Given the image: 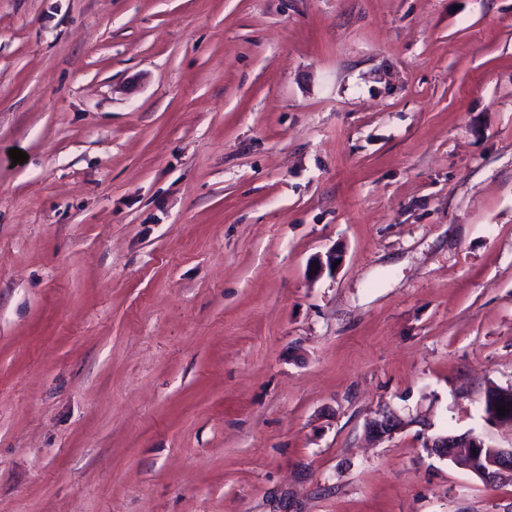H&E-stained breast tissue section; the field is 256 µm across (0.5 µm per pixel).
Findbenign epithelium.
Instances as JSON below:
<instances>
[{
	"label": "benign epithelium",
	"instance_id": "7a95c632",
	"mask_svg": "<svg viewBox=\"0 0 512 512\" xmlns=\"http://www.w3.org/2000/svg\"><path fill=\"white\" fill-rule=\"evenodd\" d=\"M342 255L331 249L316 257L312 270L317 274L335 272L333 264ZM405 421L399 414L383 409L367 424L369 434L378 439L390 438L400 432ZM423 448L431 456L447 460L456 467L467 470L485 483L512 481V448H499L489 444L474 429L461 434L439 433L426 437Z\"/></svg>",
	"mask_w": 512,
	"mask_h": 512
}]
</instances>
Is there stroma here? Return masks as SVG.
Instances as JSON below:
<instances>
[{
	"label": "stroma",
	"mask_w": 512,
	"mask_h": 512,
	"mask_svg": "<svg viewBox=\"0 0 512 512\" xmlns=\"http://www.w3.org/2000/svg\"><path fill=\"white\" fill-rule=\"evenodd\" d=\"M492 385L512 0H0V512H512ZM405 424L399 414L390 409H383L378 411L376 416L368 422L367 430L372 437L384 439L400 432ZM423 448L429 455L450 461L485 483L512 481V448L492 446L474 429L427 436Z\"/></svg>",
	"instance_id": "35a3bbf8"
}]
</instances>
